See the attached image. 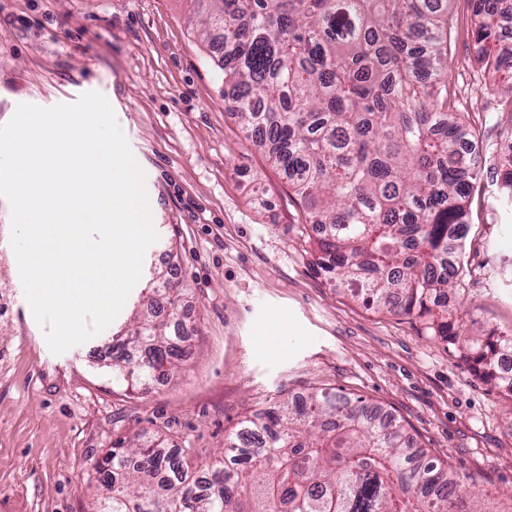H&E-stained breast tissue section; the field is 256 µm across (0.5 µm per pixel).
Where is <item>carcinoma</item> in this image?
Instances as JSON below:
<instances>
[{
  "instance_id": "obj_1",
  "label": "carcinoma",
  "mask_w": 512,
  "mask_h": 512,
  "mask_svg": "<svg viewBox=\"0 0 512 512\" xmlns=\"http://www.w3.org/2000/svg\"><path fill=\"white\" fill-rule=\"evenodd\" d=\"M218 35L224 108L284 174L319 228L314 264L378 310L423 320L455 343L466 320L448 308L463 274L465 202L479 179L475 138L448 108V0H196ZM476 59L512 75L502 0H473ZM182 289H151L112 338V377L170 379L184 350L170 328ZM490 333L465 361L500 379ZM92 512H489L473 489L412 451L402 425L364 399L314 390L246 416L224 458L195 477L165 438L115 442Z\"/></svg>"
}]
</instances>
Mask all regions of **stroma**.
Listing matches in <instances>:
<instances>
[{
	"label": "stroma",
	"instance_id": "obj_1",
	"mask_svg": "<svg viewBox=\"0 0 512 512\" xmlns=\"http://www.w3.org/2000/svg\"><path fill=\"white\" fill-rule=\"evenodd\" d=\"M448 103L475 127L481 177L467 202L465 272L449 298L474 332L512 336V96L476 60L472 0L448 7ZM193 0H0V126L21 104L96 91L146 174L158 239L107 330L53 354L25 299L0 197V512H90L96 464L116 441L160 434L192 464L223 457L252 411L309 388L394 415L430 459L512 493V393L425 322L366 309L311 264L299 198L237 118ZM171 270L195 332L176 379H112V337Z\"/></svg>",
	"mask_w": 512,
	"mask_h": 512
}]
</instances>
